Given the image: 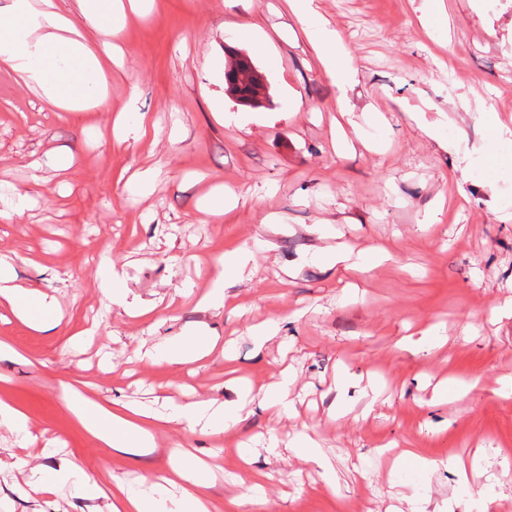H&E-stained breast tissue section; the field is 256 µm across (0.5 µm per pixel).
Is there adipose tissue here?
Returning a JSON list of instances; mask_svg holds the SVG:
<instances>
[{
	"instance_id": "1",
	"label": "adipose tissue",
	"mask_w": 512,
	"mask_h": 512,
	"mask_svg": "<svg viewBox=\"0 0 512 512\" xmlns=\"http://www.w3.org/2000/svg\"><path fill=\"white\" fill-rule=\"evenodd\" d=\"M295 13L306 19L314 42L326 50L324 63L339 88H346L353 70L344 52L335 48L337 32L321 22L312 0H291ZM11 20L0 25V66L18 73L25 84L37 85L47 99L69 110L83 106L106 109L103 90L104 68L112 62L110 48L93 51L84 41L74 18L60 11L56 0H12ZM0 305L9 306L30 327L43 330L50 325L52 301L35 287L16 284L12 266L0 257ZM213 335L186 334L181 343L162 355L143 352L140 361L152 366L165 363L181 370L209 358L215 348ZM70 409L88 435L101 447L116 452L149 448L155 431L165 421L145 404L106 406L79 398ZM177 423L188 434H221L237 421L234 410L211 400L176 406ZM170 468L144 478L145 489L132 492L124 482L89 473L78 461L63 460L55 475L58 483L77 482L88 498H106L109 512H210L212 503L200 479L206 466L184 449L174 450Z\"/></svg>"
}]
</instances>
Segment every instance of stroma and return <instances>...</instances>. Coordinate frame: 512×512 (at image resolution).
<instances>
[{"label": "stroma", "mask_w": 512, "mask_h": 512, "mask_svg": "<svg viewBox=\"0 0 512 512\" xmlns=\"http://www.w3.org/2000/svg\"><path fill=\"white\" fill-rule=\"evenodd\" d=\"M313 0L341 36L354 80L339 90L288 0H149L111 39L121 63L106 72L111 109L64 111L0 67V255L18 282L53 299L62 319L35 331L0 307V399L28 417L27 439L0 427V448L53 476L62 460L137 485L167 470L177 423L150 448L115 452L93 442L65 404L74 385L97 401L193 399L234 403L224 360L194 375L139 367L138 348L163 350L204 329L230 341L242 378L275 385L289 368L292 408L246 404L241 421L189 442L224 450L218 506L236 491L238 446L267 473L266 512H512V174L486 181L495 144L483 115L512 129V0ZM267 78L261 107L224 90L225 48ZM142 193L127 184L144 171ZM233 208L201 224L215 187ZM31 193L23 214L14 193ZM249 245L229 271L235 308L195 304L225 253ZM380 248L386 260L348 277L343 265ZM122 273L127 305L105 307L97 262ZM279 330L257 342L248 328ZM90 345L70 350L76 332ZM481 387L454 407L434 402L444 381ZM309 435L321 465L286 446ZM280 451H271L270 439ZM432 458L480 456L469 486L445 469L390 471L386 444ZM24 470H0V512H108L65 487L22 492Z\"/></svg>", "instance_id": "obj_1"}]
</instances>
